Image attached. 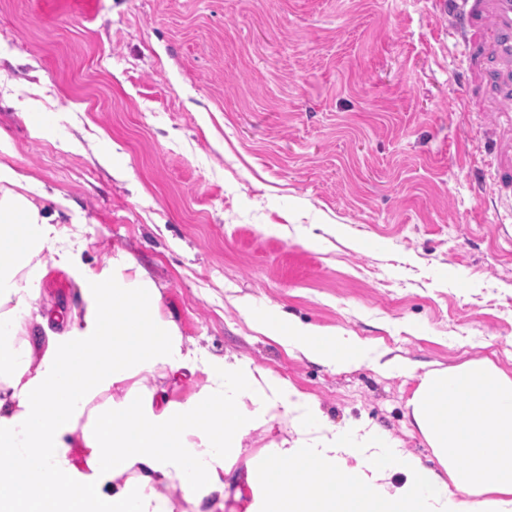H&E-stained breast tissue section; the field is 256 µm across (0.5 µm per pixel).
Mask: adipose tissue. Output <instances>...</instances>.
<instances>
[{
  "mask_svg": "<svg viewBox=\"0 0 512 512\" xmlns=\"http://www.w3.org/2000/svg\"><path fill=\"white\" fill-rule=\"evenodd\" d=\"M66 204L0 161V512H512V376L491 361L419 377L408 405L436 473L270 369L187 344L125 253L85 273L80 310L40 309L48 267L83 247L58 237L49 208ZM257 327L340 370L367 356L285 313ZM256 432L268 442L246 454Z\"/></svg>",
  "mask_w": 512,
  "mask_h": 512,
  "instance_id": "ef3b65f1",
  "label": "adipose tissue"
}]
</instances>
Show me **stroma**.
Masks as SVG:
<instances>
[{"label":"stroma","instance_id":"1","mask_svg":"<svg viewBox=\"0 0 512 512\" xmlns=\"http://www.w3.org/2000/svg\"><path fill=\"white\" fill-rule=\"evenodd\" d=\"M473 83L436 0H0V161L62 195L59 231L86 242L41 305L79 307L85 270L125 252L187 341L440 470L407 408L418 374H512V224L471 179L499 134ZM247 304L371 360L289 352Z\"/></svg>","mask_w":512,"mask_h":512}]
</instances>
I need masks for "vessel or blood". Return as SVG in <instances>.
Here are the masks:
<instances>
[{"label": "vessel or blood", "mask_w": 512, "mask_h": 512, "mask_svg": "<svg viewBox=\"0 0 512 512\" xmlns=\"http://www.w3.org/2000/svg\"><path fill=\"white\" fill-rule=\"evenodd\" d=\"M457 21L449 37L461 41V67L469 68L485 87L497 86L512 96V0H451ZM506 135L495 142V165L488 178L499 223L512 222V114L504 116Z\"/></svg>", "instance_id": "1"}]
</instances>
